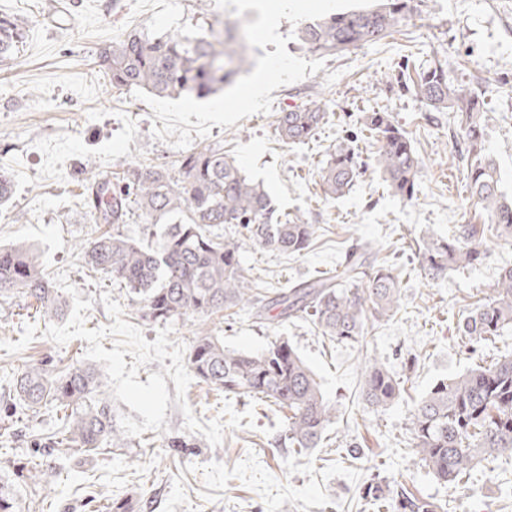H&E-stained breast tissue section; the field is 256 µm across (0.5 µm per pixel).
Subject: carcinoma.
I'll return each mask as SVG.
<instances>
[{
  "mask_svg": "<svg viewBox=\"0 0 512 512\" xmlns=\"http://www.w3.org/2000/svg\"><path fill=\"white\" fill-rule=\"evenodd\" d=\"M409 0H378L375 8L332 14L302 24L298 40L311 53H332L376 43L406 19ZM23 38L19 24L0 16V62L15 59ZM246 40L206 33L168 35L134 29L98 51V66L112 86L140 88L158 97L194 96L207 99L252 67ZM416 93L436 112L458 118L455 139L460 145L464 178L497 233L512 237V198L498 187L496 169L483 154L485 95L448 81L442 66L424 70ZM326 117L324 104L310 101L276 116V132L286 143L311 138ZM364 128L379 143L376 163L392 194L413 199L422 162L406 133L391 114H363ZM362 163L350 148L329 155L319 177L324 195L336 198L349 190ZM90 224H110L80 246L86 265L100 271L138 296L141 316L168 324L185 318L199 323L188 364L194 376L216 390L238 396H261L285 415L284 440L298 452L317 447L335 421L312 370L288 341L276 338L260 353L231 350L206 328V321L223 310L255 309L258 293L241 266L248 247L301 255L309 249L315 225L280 217L263 184L248 179L224 145L203 144L177 160L176 171L131 164L111 179L96 181L86 198ZM139 211L149 224L162 226L144 243L124 235L120 225ZM226 225L241 228L226 236ZM371 244L352 249L336 272L312 282L283 289L273 300L282 322L309 317L331 341L355 344L367 324L388 321L400 298V284L390 270L371 265ZM483 255V229L462 224L458 234L427 242L420 249L425 274L439 279L448 272L473 266ZM20 292L35 300L46 315L62 311L60 296L43 273L36 249L24 242L0 247V296ZM512 329V266L500 270L489 294L460 324L461 335L490 341ZM104 371L76 365L54 372L42 364L27 368L13 381V411L49 407L61 413L58 434L66 445L83 453L118 447L111 401L104 395ZM402 381L376 357L367 361L362 400L384 409L401 397ZM413 456L443 483L460 481L476 462L512 455V356L478 365L437 382L410 414ZM43 465L32 460L16 465L12 476L0 477V512H18L17 488L45 481ZM376 508L393 512H436L435 503L410 493L387 502L377 483L364 490Z\"/></svg>",
  "mask_w": 512,
  "mask_h": 512,
  "instance_id": "obj_1",
  "label": "carcinoma"
}]
</instances>
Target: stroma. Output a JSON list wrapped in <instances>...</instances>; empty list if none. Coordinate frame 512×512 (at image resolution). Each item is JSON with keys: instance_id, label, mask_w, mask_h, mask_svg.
<instances>
[{"instance_id": "obj_1", "label": "stroma", "mask_w": 512, "mask_h": 512, "mask_svg": "<svg viewBox=\"0 0 512 512\" xmlns=\"http://www.w3.org/2000/svg\"><path fill=\"white\" fill-rule=\"evenodd\" d=\"M375 2L211 0L204 12L198 0H0V14L25 28L16 60L0 63V172L13 183L11 198L0 205V245L33 243L47 277L66 273L92 303L88 329L111 322L100 299L105 292L147 341H155L159 326L140 317L128 288L84 266L77 246L95 231L85 219L86 186L129 164L172 166L205 143L223 144L247 175L264 183L278 212L317 227L299 256L245 249L241 263L263 303L280 289L323 277L365 242L374 263L402 286L395 316L368 324L355 345L328 341L306 318L271 328L232 309L208 320L230 349L257 351L274 336L288 339L336 408L320 447L300 453L279 443L284 417L276 406L225 397L197 379L186 401L200 422L220 417L228 399L236 411L253 409V426L226 430L214 447L185 430L172 401L167 430L125 438L123 447L88 457L56 444L52 409L28 411L0 420V471L34 458L48 473L47 485L20 487V512H104L107 502L135 493L144 497L143 512H374L362 494L371 481L393 495L404 490L433 500L438 512H512V458L488 459L462 481L439 482L414 460L408 421L438 380L512 354V330L481 344L459 332L499 269L512 265V242L489 229L479 264L436 280L420 268L424 239L452 237L481 218L451 159L454 113L433 111L412 86L438 62L450 82L485 91V153L502 191L512 195V0H412L408 20L379 42L328 55L300 49L296 32L305 22ZM240 19L250 21L251 54L266 69L267 90L256 99L242 78L216 100L118 90L96 64L99 47L135 28L177 35ZM313 99L325 104V123L306 142L283 143L276 113ZM374 109L391 112L423 161L412 200L394 196L372 166L378 145L362 116ZM342 145L358 152L362 173L346 194L327 199L319 171ZM64 322L39 313L22 294L0 298V410L13 399L14 377L28 366L45 362L59 370L85 362L87 341L59 346L44 338L48 326ZM368 355L403 379L398 404L376 411L362 401ZM174 437L185 447H168Z\"/></svg>"}]
</instances>
